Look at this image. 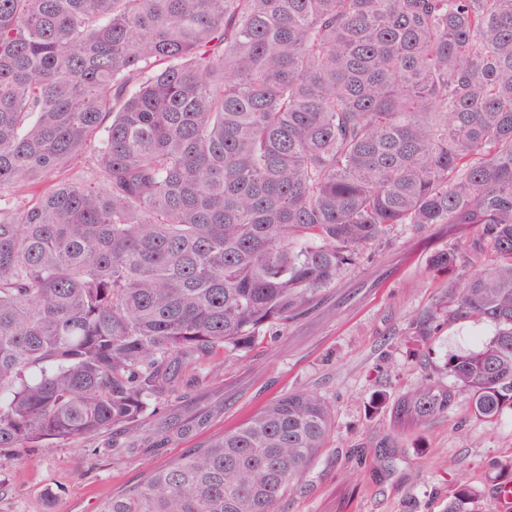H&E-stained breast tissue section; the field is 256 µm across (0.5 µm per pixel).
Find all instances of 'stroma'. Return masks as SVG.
Here are the masks:
<instances>
[{
	"mask_svg": "<svg viewBox=\"0 0 512 512\" xmlns=\"http://www.w3.org/2000/svg\"><path fill=\"white\" fill-rule=\"evenodd\" d=\"M478 237V228L466 225L438 224L422 233L397 228L261 348L216 353L222 382L195 384L190 401L171 408L183 418L207 414L206 427L157 453L117 454L110 445L128 443L122 433L1 453L0 512H99L147 471L293 390L322 396L334 423L299 489L281 497L277 512H442L449 488L459 483L480 491V512H501L494 488L512 469V410L489 425L463 398L452 413L404 430L392 413L395 400L421 378L450 384L448 355L495 332L489 322L447 320L448 275L431 265L435 252ZM422 318L429 324L424 336Z\"/></svg>",
	"mask_w": 512,
	"mask_h": 512,
	"instance_id": "35a3bbf8",
	"label": "stroma"
}]
</instances>
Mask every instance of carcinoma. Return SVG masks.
<instances>
[{
    "mask_svg": "<svg viewBox=\"0 0 512 512\" xmlns=\"http://www.w3.org/2000/svg\"><path fill=\"white\" fill-rule=\"evenodd\" d=\"M433 224L496 253L431 259L448 319L496 332L395 418L464 397L493 424L512 409V0H0V452L191 433L202 418L168 412L187 368L219 379L215 351ZM331 425L288 393L99 512H276ZM478 498L456 484L443 512Z\"/></svg>",
    "mask_w": 512,
    "mask_h": 512,
    "instance_id": "1",
    "label": "carcinoma"
}]
</instances>
